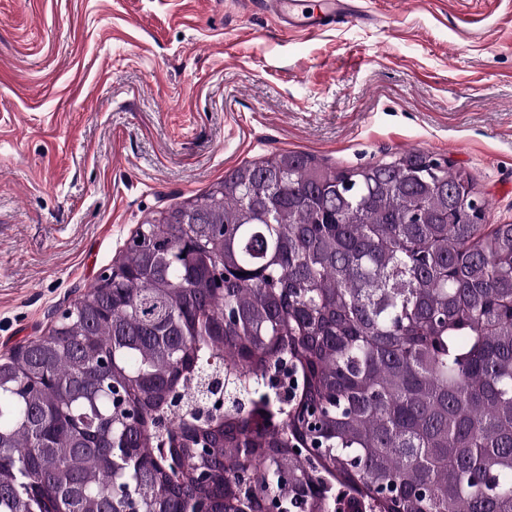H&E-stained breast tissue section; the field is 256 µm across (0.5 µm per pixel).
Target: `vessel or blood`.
Segmentation results:
<instances>
[{
  "instance_id": "1",
  "label": "vessel or blood",
  "mask_w": 512,
  "mask_h": 512,
  "mask_svg": "<svg viewBox=\"0 0 512 512\" xmlns=\"http://www.w3.org/2000/svg\"><path fill=\"white\" fill-rule=\"evenodd\" d=\"M289 32L318 33L336 27L362 7L356 0H258Z\"/></svg>"
}]
</instances>
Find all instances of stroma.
I'll return each instance as SVG.
<instances>
[{
  "label": "stroma",
  "instance_id": "stroma-1",
  "mask_svg": "<svg viewBox=\"0 0 512 512\" xmlns=\"http://www.w3.org/2000/svg\"><path fill=\"white\" fill-rule=\"evenodd\" d=\"M366 8L309 35L238 0H0V355L154 213L276 151L416 148L512 223V0Z\"/></svg>",
  "mask_w": 512,
  "mask_h": 512
}]
</instances>
